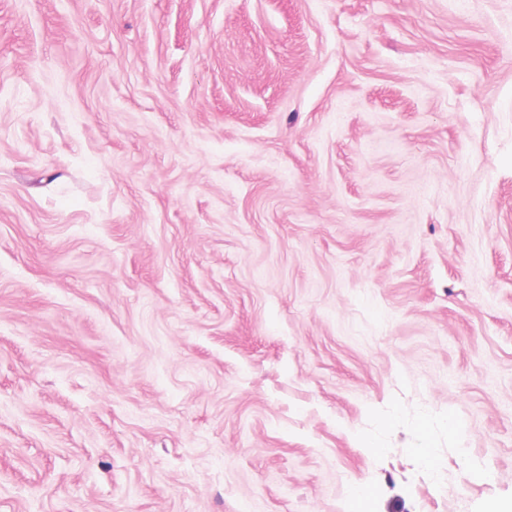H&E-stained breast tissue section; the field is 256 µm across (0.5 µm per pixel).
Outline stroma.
Instances as JSON below:
<instances>
[{"mask_svg":"<svg viewBox=\"0 0 512 512\" xmlns=\"http://www.w3.org/2000/svg\"><path fill=\"white\" fill-rule=\"evenodd\" d=\"M357 487L512 512V0H0V512Z\"/></svg>","mask_w":512,"mask_h":512,"instance_id":"1","label":"stroma"}]
</instances>
